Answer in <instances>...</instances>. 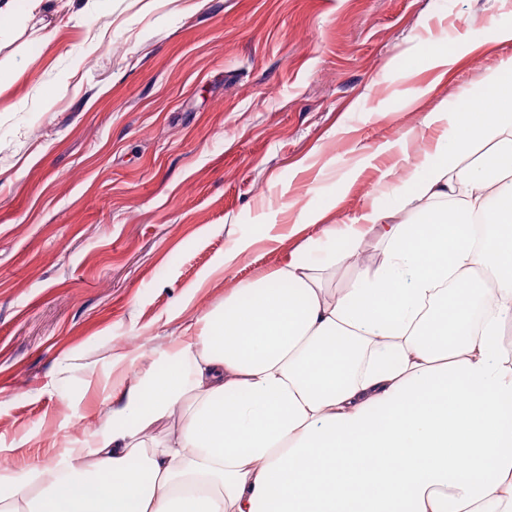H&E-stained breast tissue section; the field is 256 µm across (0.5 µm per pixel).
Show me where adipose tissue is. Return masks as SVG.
<instances>
[{"mask_svg": "<svg viewBox=\"0 0 512 512\" xmlns=\"http://www.w3.org/2000/svg\"><path fill=\"white\" fill-rule=\"evenodd\" d=\"M474 101L343 230L304 206L319 235L187 322L91 447L0 472V512H512V62ZM368 228L380 262L327 295L308 251Z\"/></svg>", "mask_w": 512, "mask_h": 512, "instance_id": "1", "label": "adipose tissue"}]
</instances>
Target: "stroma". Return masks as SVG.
Returning a JSON list of instances; mask_svg holds the SVG:
<instances>
[{"label":"stroma","instance_id":"stroma-1","mask_svg":"<svg viewBox=\"0 0 512 512\" xmlns=\"http://www.w3.org/2000/svg\"><path fill=\"white\" fill-rule=\"evenodd\" d=\"M512 0H50L0 42V448L12 473L81 445L152 354L304 241L288 209L344 226L401 185L512 56ZM472 44L448 78L429 41ZM425 90L420 111L406 108ZM284 235L281 243L265 239ZM243 262L204 279L237 241ZM381 258L367 235L333 268ZM326 215L327 209L321 204L307 203L294 220L288 236L310 227H316L318 224H323Z\"/></svg>","mask_w":512,"mask_h":512}]
</instances>
